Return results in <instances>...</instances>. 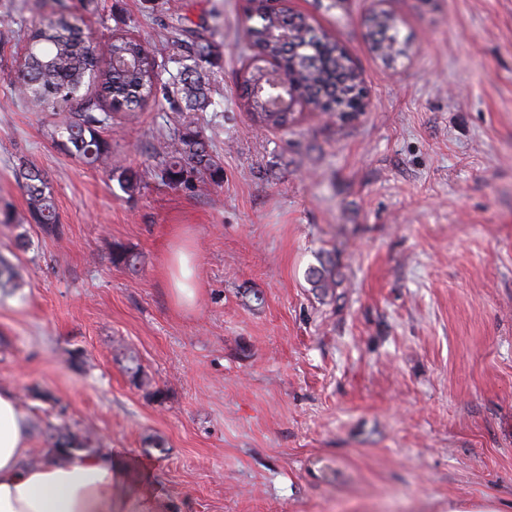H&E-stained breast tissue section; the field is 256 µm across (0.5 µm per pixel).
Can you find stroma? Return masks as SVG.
Returning a JSON list of instances; mask_svg holds the SVG:
<instances>
[{
    "label": "stroma",
    "instance_id": "obj_1",
    "mask_svg": "<svg viewBox=\"0 0 512 512\" xmlns=\"http://www.w3.org/2000/svg\"><path fill=\"white\" fill-rule=\"evenodd\" d=\"M66 7L83 36L156 45L203 34L212 105L112 112L107 165L50 131L77 104L29 111L18 62ZM253 0H0V388L35 458L57 440L113 450L128 512H448L512 501V0H391L407 56L371 48L372 0H279L335 37L362 112L303 103L258 128L240 97ZM222 173L163 178L185 126ZM41 169L60 228L31 223L17 176ZM139 172L124 193L117 175ZM189 230L197 294L162 263ZM137 254L131 269L114 251ZM331 256L336 286L311 287ZM509 504L490 496L476 501L454 502L448 504V512H510Z\"/></svg>",
    "mask_w": 512,
    "mask_h": 512
}]
</instances>
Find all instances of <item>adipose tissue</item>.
Returning a JSON list of instances; mask_svg holds the SVG:
<instances>
[{
  "label": "adipose tissue",
  "mask_w": 512,
  "mask_h": 512,
  "mask_svg": "<svg viewBox=\"0 0 512 512\" xmlns=\"http://www.w3.org/2000/svg\"><path fill=\"white\" fill-rule=\"evenodd\" d=\"M186 230L163 265L177 301L192 304V254ZM29 426L12 392L0 390V512H122L115 490L123 479L111 454H72L66 461L27 462Z\"/></svg>",
  "instance_id": "adipose-tissue-1"
}]
</instances>
